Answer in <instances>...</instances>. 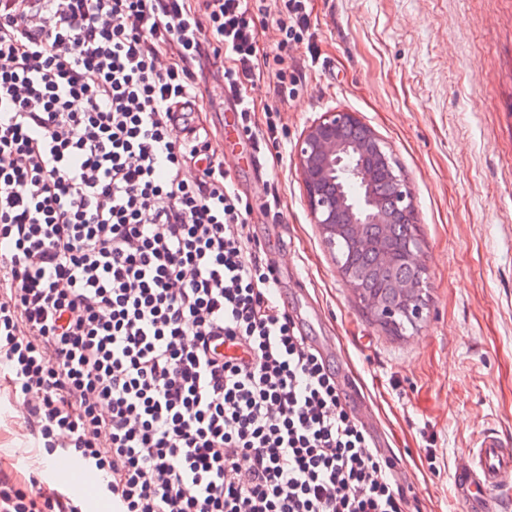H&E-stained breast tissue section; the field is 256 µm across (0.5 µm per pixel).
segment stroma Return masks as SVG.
Listing matches in <instances>:
<instances>
[{
    "label": "stroma",
    "mask_w": 512,
    "mask_h": 512,
    "mask_svg": "<svg viewBox=\"0 0 512 512\" xmlns=\"http://www.w3.org/2000/svg\"><path fill=\"white\" fill-rule=\"evenodd\" d=\"M311 61L277 115L281 162L261 172L225 151L255 211L250 236L282 269L303 335L333 342L339 380L369 399L396 457L408 512H467L452 491L484 433L512 443V0H311ZM216 66L198 83L213 144L226 100ZM353 112L393 150L427 264L424 318L396 334L358 302L305 201L295 145L325 112ZM436 450L432 474L426 447ZM24 410L0 385V473L29 494L58 488Z\"/></svg>",
    "instance_id": "stroma-1"
}]
</instances>
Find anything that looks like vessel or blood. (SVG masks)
<instances>
[{
  "instance_id": "b4317fda",
  "label": "vessel or blood",
  "mask_w": 512,
  "mask_h": 512,
  "mask_svg": "<svg viewBox=\"0 0 512 512\" xmlns=\"http://www.w3.org/2000/svg\"><path fill=\"white\" fill-rule=\"evenodd\" d=\"M54 473L70 477L69 488L87 490L90 481L71 456H58L51 465ZM512 487V446L496 433L485 434L466 464L454 473V488L469 512H503V490Z\"/></svg>"
}]
</instances>
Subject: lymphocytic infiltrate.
I'll use <instances>...</instances> for the list:
<instances>
[{"instance_id": "1", "label": "lymphocytic infiltrate", "mask_w": 512, "mask_h": 512, "mask_svg": "<svg viewBox=\"0 0 512 512\" xmlns=\"http://www.w3.org/2000/svg\"><path fill=\"white\" fill-rule=\"evenodd\" d=\"M0 0V378L47 454L114 512H405L336 373L249 236L253 205L198 132L196 63L248 94L304 42L308 0ZM0 512H78L0 475Z\"/></svg>"}]
</instances>
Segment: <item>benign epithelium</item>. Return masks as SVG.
I'll return each mask as SVG.
<instances>
[{
  "mask_svg": "<svg viewBox=\"0 0 512 512\" xmlns=\"http://www.w3.org/2000/svg\"><path fill=\"white\" fill-rule=\"evenodd\" d=\"M363 123L352 112H324L303 132L296 145V166L303 183L306 202L313 223L319 226L324 241L335 245L336 236L349 231L350 249L360 253L375 252L380 266H401L410 271L407 276L391 280L396 301L389 304L362 293V272L342 264L340 271L353 294L377 320L397 325V312L414 322L422 318V290L427 267L419 240L409 242L398 251L386 246L382 234L368 232L372 225L385 230L388 224H413L414 209L411 194L399 176H392L391 200L384 206L373 193L374 171L352 161L359 154L380 156L388 170L393 169V156L384 142L371 130L360 140H348V130L361 129ZM341 180L354 182L361 188V205H352L347 194H334L328 186Z\"/></svg>",
  "mask_w": 512,
  "mask_h": 512,
  "instance_id": "7a95c632",
  "label": "benign epithelium"
}]
</instances>
